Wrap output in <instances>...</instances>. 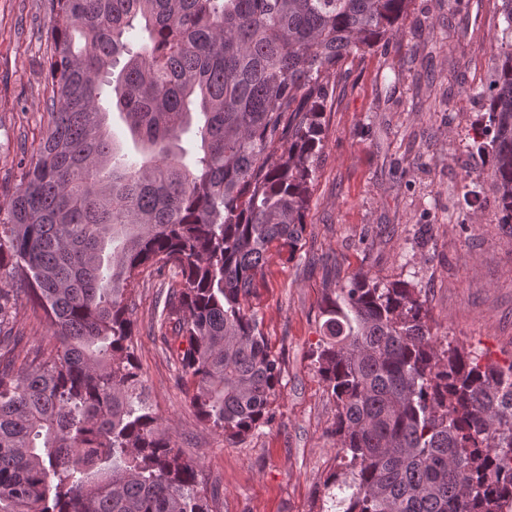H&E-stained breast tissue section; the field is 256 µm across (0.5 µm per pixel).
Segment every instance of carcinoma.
Returning <instances> with one entry per match:
<instances>
[{
    "mask_svg": "<svg viewBox=\"0 0 512 512\" xmlns=\"http://www.w3.org/2000/svg\"><path fill=\"white\" fill-rule=\"evenodd\" d=\"M410 2L48 0L47 129L0 203V349L23 338L14 291L52 344L0 360V512H212L143 398L136 279L181 276L163 310L200 421L230 441L269 424L281 367L248 299L270 249L291 258L302 241L331 77ZM501 15L476 136L512 224V0ZM106 86L141 162L115 160ZM194 110L188 165L169 143ZM424 304L359 273L324 295L316 363L345 468L324 485L342 512H512V467L496 464L512 459V363L438 350Z\"/></svg>",
    "mask_w": 512,
    "mask_h": 512,
    "instance_id": "1",
    "label": "carcinoma"
}]
</instances>
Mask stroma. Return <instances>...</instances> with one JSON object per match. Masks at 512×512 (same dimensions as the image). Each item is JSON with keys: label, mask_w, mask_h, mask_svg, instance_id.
I'll use <instances>...</instances> for the list:
<instances>
[{"label": "stroma", "mask_w": 512, "mask_h": 512, "mask_svg": "<svg viewBox=\"0 0 512 512\" xmlns=\"http://www.w3.org/2000/svg\"><path fill=\"white\" fill-rule=\"evenodd\" d=\"M501 0H412L393 36L347 58L326 102L307 227L293 257L271 255L249 307L282 368L274 419L239 441L203 424L193 385L158 305L175 272L145 270L132 297L134 353L145 397L213 512H327L340 470L336 402L316 368L321 300L356 273L403 280L427 309L438 347L512 363V230L502 224L489 157L472 148L488 122L481 96L504 27ZM48 0H0V201L19 182L24 148L46 126ZM7 313L25 334L12 351L48 344L25 297Z\"/></svg>", "instance_id": "stroma-1"}]
</instances>
